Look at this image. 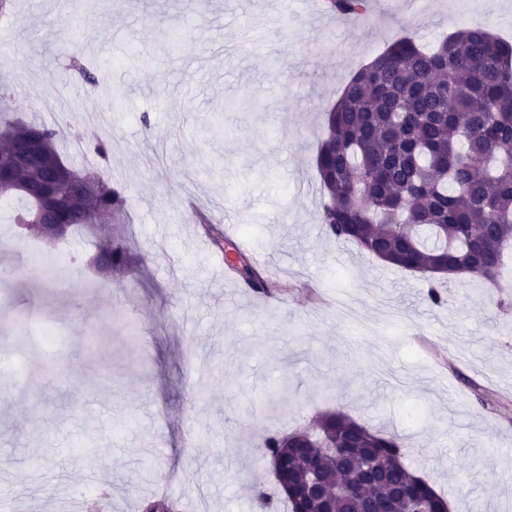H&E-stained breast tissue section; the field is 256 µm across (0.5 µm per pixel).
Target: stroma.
Segmentation results:
<instances>
[{
    "mask_svg": "<svg viewBox=\"0 0 512 512\" xmlns=\"http://www.w3.org/2000/svg\"><path fill=\"white\" fill-rule=\"evenodd\" d=\"M458 7L390 0L346 19L309 0H0L10 117L68 125L80 143L64 160L106 167L126 199L69 234L81 265L53 282L22 255L58 242L0 205V337L23 350L51 333L21 381L0 376V512H141L165 489L186 512H255L253 488L276 486L263 436L327 410L398 435L451 512H512V264L495 284L433 282L320 222L324 117L363 64L408 32L512 41V0ZM62 28L124 92L104 113L86 108L100 88L68 75ZM212 199L245 258L287 284L282 301L219 278ZM114 239L131 251L122 275L92 263Z\"/></svg>",
    "mask_w": 512,
    "mask_h": 512,
    "instance_id": "stroma-1",
    "label": "stroma"
}]
</instances>
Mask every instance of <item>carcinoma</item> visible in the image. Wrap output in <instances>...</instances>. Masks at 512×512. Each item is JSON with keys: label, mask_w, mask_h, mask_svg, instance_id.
Instances as JSON below:
<instances>
[{"label": "carcinoma", "mask_w": 512, "mask_h": 512, "mask_svg": "<svg viewBox=\"0 0 512 512\" xmlns=\"http://www.w3.org/2000/svg\"><path fill=\"white\" fill-rule=\"evenodd\" d=\"M366 0H334L337 12L360 16ZM326 138L315 163L324 196L326 235L350 242L405 271H461L481 280L501 274L512 246V45L481 26L460 29L430 49L404 36L358 70L325 114ZM60 127L0 121V159L11 145L34 140L60 157ZM93 192L56 179L40 162L14 174L22 187L0 190L23 211L40 214L45 193L60 199L65 230L107 222L121 192L99 170ZM104 272L130 266L127 248L107 243L94 259ZM264 293L286 285L258 281L248 265L234 270ZM277 459L290 512H445L446 499L403 463L400 438L373 430L342 411H328L302 432L269 434L262 455Z\"/></svg>", "instance_id": "cac0c4a2"}]
</instances>
